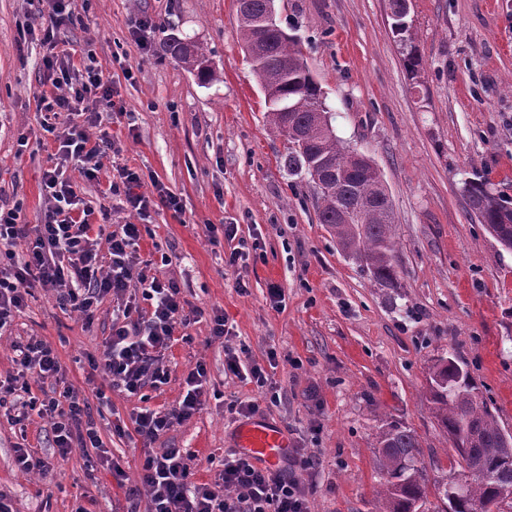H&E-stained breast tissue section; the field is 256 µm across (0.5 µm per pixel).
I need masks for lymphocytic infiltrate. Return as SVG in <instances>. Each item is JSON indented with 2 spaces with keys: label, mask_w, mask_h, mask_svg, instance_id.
Here are the masks:
<instances>
[{
  "label": "lymphocytic infiltrate",
  "mask_w": 512,
  "mask_h": 512,
  "mask_svg": "<svg viewBox=\"0 0 512 512\" xmlns=\"http://www.w3.org/2000/svg\"><path fill=\"white\" fill-rule=\"evenodd\" d=\"M43 67L53 76V90L41 95V110L70 118L55 136L57 153L61 160L80 162L87 180H98L100 160L112 144L105 136L90 139L86 128L96 124L99 115L88 110L86 102L98 99L118 113L124 107L115 101L112 87L103 82L92 51H84L78 64L71 51L53 53L44 57ZM43 189L53 205L42 223H19L17 208H0V258L12 262L11 267L0 266V330L10 325L31 290L38 287L60 285V308L89 319L100 299L109 294L124 298L128 288L136 285L141 299L124 298L122 319L112 325L99 366L109 379L110 389L128 395L166 383L163 356L173 345L177 326L189 324L196 308L190 307L174 281L148 275L137 262L140 225L125 223L108 233L110 264L102 266L88 214L73 213L77 193L71 182L54 168L44 173ZM108 190L123 194L127 210L142 218L153 208L176 213L182 210L179 197L164 184L156 180L145 183L139 172L125 166L117 167ZM26 238L32 241L27 257L15 262L13 248ZM12 350L17 375L0 380V409L9 405L17 409L12 423L24 424L30 411H38L53 422L59 456H67L76 448H91L96 464L122 476L121 467L103 446L93 416L71 387H64L55 396L33 395L32 382L60 375L55 349L32 337L14 344ZM206 377L205 363H197L186 377V392L177 406L165 412L144 407L130 417L129 423L148 448L139 477L148 497L147 512H311L309 487L318 461L306 449H290L287 466L276 468L258 465L253 457L237 450H225L217 489L191 481L189 453L178 448L152 451V444L162 434L202 409ZM126 424L116 423V432H124Z\"/></svg>",
  "instance_id": "lymphocytic-infiltrate-1"
}]
</instances>
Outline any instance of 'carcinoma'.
<instances>
[{"mask_svg": "<svg viewBox=\"0 0 512 512\" xmlns=\"http://www.w3.org/2000/svg\"><path fill=\"white\" fill-rule=\"evenodd\" d=\"M238 25L243 48L263 91L266 116L288 141L281 163L288 174L312 177L313 159L324 154L329 168L319 172V221L328 225L340 252L366 268L377 288L399 286L398 260L392 239L394 213L383 177L372 160L341 144L335 133L310 135L318 116L329 115L318 82L293 35L280 25L258 35L253 21L268 16L274 0H242ZM167 51L196 71L204 82L214 77L209 59L198 43L169 39ZM469 210L487 225L496 239L512 249V201L494 194L482 181L466 187ZM428 402L441 430L451 442V473L431 481L420 460L421 442L411 429L397 422L382 426L376 443L375 469L380 477L376 512H412L429 494L448 505V512H474L494 503L512 512V436L504 437L494 408L484 399L467 370L443 354L428 373ZM465 485L463 497L453 501L448 483Z\"/></svg>", "mask_w": 512, "mask_h": 512, "instance_id": "carcinoma-1", "label": "carcinoma"}]
</instances>
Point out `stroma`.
Returning <instances> with one entry per match:
<instances>
[{"instance_id":"35a3bbf8","label":"stroma","mask_w":512,"mask_h":512,"mask_svg":"<svg viewBox=\"0 0 512 512\" xmlns=\"http://www.w3.org/2000/svg\"><path fill=\"white\" fill-rule=\"evenodd\" d=\"M275 4L281 26L301 41L337 137L383 174L399 288L375 287L341 254L318 219L313 183L281 165L288 143L265 118L235 0H74L79 21L57 38L93 50L125 113L89 130L114 142L98 180H86L73 162L66 175L92 208L94 225L132 219L122 198L106 191L116 165L180 198L181 214L151 212L138 255L151 261L152 274L177 282L202 315L177 329L163 359L168 383L129 396L110 390L90 365L112 331V296L88 322L59 308L58 286L33 290L0 331V374L15 368L13 342L36 336L49 343L67 383L101 412L103 445L125 476L88 470L79 448L48 478L20 472L15 445L53 454L51 424L35 416L21 429L2 417L0 492L14 512H146V496H128L145 449L134 431L119 434L113 425L144 406L177 405L199 361L207 367L203 409L156 445L189 451L193 481L215 483L238 428L227 408L259 395L254 384L225 373L228 347L246 348L267 367L279 399L262 401L264 419L281 427L289 447L319 457L312 512H375V435L389 421L419 436L430 479L448 475L452 450L426 398L428 367L442 352L464 365L512 433V250L469 215L465 194L469 181L481 179L512 198V0H410L409 46L393 31L390 0ZM40 8L39 0H0V206H20L24 224L40 223L50 208L42 178L57 163L37 109L38 96L52 89L42 65L51 47L20 37ZM143 12L161 22L147 35L148 60L129 34L132 17ZM174 36L207 49L214 81H200L167 53ZM411 50L419 58L413 72L405 64ZM23 134L29 145L22 150ZM212 224L239 225L241 236L258 241L260 258L225 265L230 245L212 242ZM272 282L284 290L285 309L270 305ZM216 310L233 326L223 341L209 338ZM102 390L109 405L97 397Z\"/></svg>"}]
</instances>
